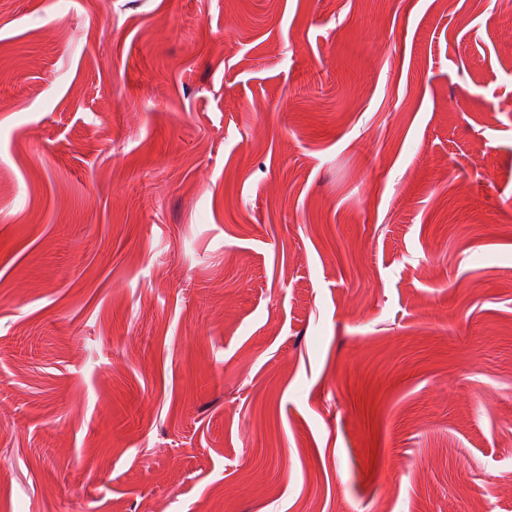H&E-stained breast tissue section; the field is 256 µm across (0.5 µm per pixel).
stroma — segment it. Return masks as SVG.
<instances>
[{"label":"stroma","instance_id":"obj_1","mask_svg":"<svg viewBox=\"0 0 512 512\" xmlns=\"http://www.w3.org/2000/svg\"><path fill=\"white\" fill-rule=\"evenodd\" d=\"M501 0H0V512H512Z\"/></svg>","mask_w":512,"mask_h":512}]
</instances>
